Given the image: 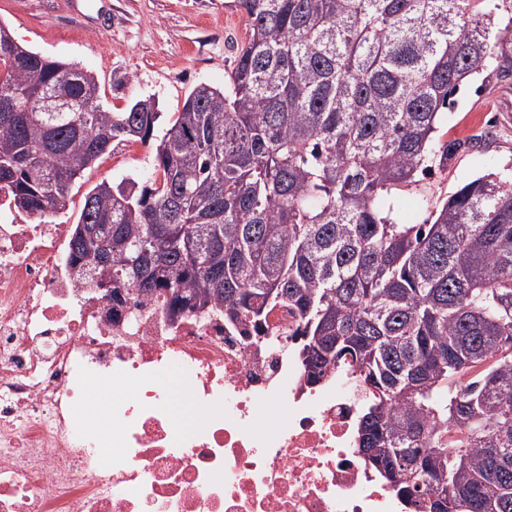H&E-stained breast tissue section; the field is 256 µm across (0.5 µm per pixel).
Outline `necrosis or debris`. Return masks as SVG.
I'll return each mask as SVG.
<instances>
[{"label":"necrosis or debris","mask_w":512,"mask_h":512,"mask_svg":"<svg viewBox=\"0 0 512 512\" xmlns=\"http://www.w3.org/2000/svg\"><path fill=\"white\" fill-rule=\"evenodd\" d=\"M11 211L0 187V512H399L356 446L350 367L308 386L222 313L110 302L72 276L73 225ZM163 382H165L172 391L173 413L175 415H177V413L179 415L185 413L191 418L195 414V410L191 406H188L187 404L188 400L191 398V395L188 392L186 385L184 384V381L181 380L178 376L172 375L164 378Z\"/></svg>","instance_id":"obj_1"}]
</instances>
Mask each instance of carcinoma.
<instances>
[{"label":"carcinoma","instance_id":"obj_1","mask_svg":"<svg viewBox=\"0 0 512 512\" xmlns=\"http://www.w3.org/2000/svg\"><path fill=\"white\" fill-rule=\"evenodd\" d=\"M249 18L224 89L196 86L155 147L159 178L85 196L70 263L182 299L257 337L280 306L308 385L334 367L368 391L361 454L407 512H512V179H473L424 224L395 191L476 138L440 114L512 41V0H236ZM0 24V185L46 215L117 140L160 119L98 103L94 77ZM57 177L51 191L48 181Z\"/></svg>","mask_w":512,"mask_h":512}]
</instances>
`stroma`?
<instances>
[{
    "instance_id": "1",
    "label": "stroma",
    "mask_w": 512,
    "mask_h": 512,
    "mask_svg": "<svg viewBox=\"0 0 512 512\" xmlns=\"http://www.w3.org/2000/svg\"><path fill=\"white\" fill-rule=\"evenodd\" d=\"M0 23L19 44L92 75L106 110L152 97L168 118L196 85L223 87L249 31L234 0H0ZM500 65L492 60L441 115V132L480 143L424 180L433 201L478 176L512 172V74ZM154 153L153 142L113 147L76 180L57 221L76 223L99 182L151 176Z\"/></svg>"
}]
</instances>
